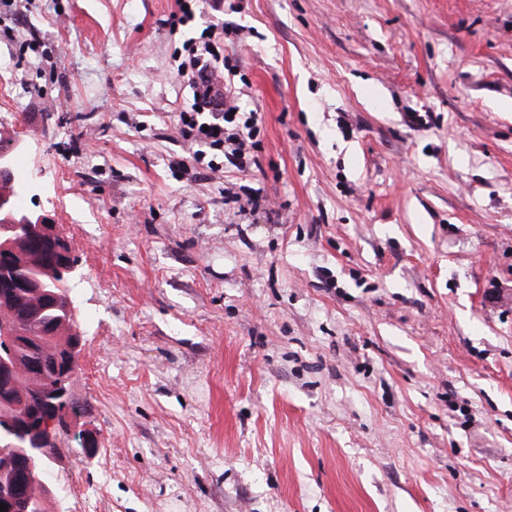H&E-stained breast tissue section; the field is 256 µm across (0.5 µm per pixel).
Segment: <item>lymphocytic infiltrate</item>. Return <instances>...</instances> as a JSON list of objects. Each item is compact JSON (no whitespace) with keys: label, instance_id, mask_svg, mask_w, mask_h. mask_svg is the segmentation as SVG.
I'll return each mask as SVG.
<instances>
[{"label":"lymphocytic infiltrate","instance_id":"obj_1","mask_svg":"<svg viewBox=\"0 0 512 512\" xmlns=\"http://www.w3.org/2000/svg\"><path fill=\"white\" fill-rule=\"evenodd\" d=\"M239 37L234 27L202 30L199 39H187L177 55V72L193 89V109L180 112L178 133L193 170H221L228 165L245 171L261 165V124L256 112L241 115L224 75L234 72L231 51Z\"/></svg>","mask_w":512,"mask_h":512}]
</instances>
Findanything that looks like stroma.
<instances>
[{"label": "stroma", "mask_w": 512, "mask_h": 512, "mask_svg": "<svg viewBox=\"0 0 512 512\" xmlns=\"http://www.w3.org/2000/svg\"><path fill=\"white\" fill-rule=\"evenodd\" d=\"M174 8L0 6L97 444L60 432L45 512H512V0H205L263 125L261 169L201 175Z\"/></svg>", "instance_id": "1"}]
</instances>
